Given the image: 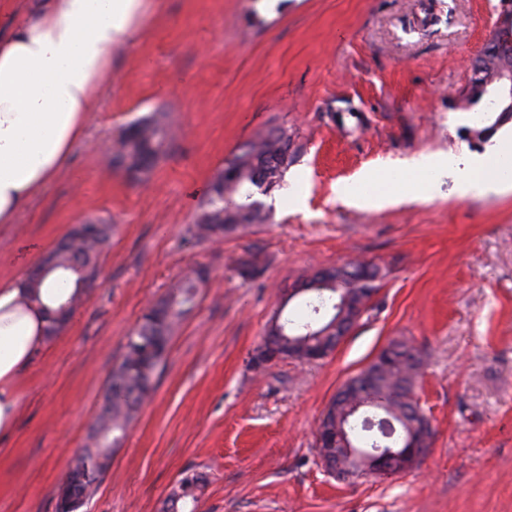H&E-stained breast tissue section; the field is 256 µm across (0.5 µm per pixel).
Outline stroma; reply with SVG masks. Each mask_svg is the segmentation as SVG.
Returning <instances> with one entry per match:
<instances>
[{
	"mask_svg": "<svg viewBox=\"0 0 512 512\" xmlns=\"http://www.w3.org/2000/svg\"><path fill=\"white\" fill-rule=\"evenodd\" d=\"M500 0H157L67 172L0 225V280L24 275L74 226L111 224L100 278L21 377L20 417L0 445V512H55L72 456L90 443L106 381L147 307L203 267L156 391L80 512H163L198 475L195 512H512V189L431 195L407 161L460 159L512 136L473 65ZM166 105L172 146L146 180L113 167L121 130ZM300 151L266 217L244 234L184 241L225 162L257 134ZM399 175L378 208L351 203L362 176ZM257 253L259 272L236 264ZM364 262L378 292L317 362L251 365L289 288ZM422 359L415 396L432 426L411 470L354 484L319 464L315 433L337 390L389 343Z\"/></svg>",
	"mask_w": 512,
	"mask_h": 512,
	"instance_id": "1",
	"label": "stroma"
}]
</instances>
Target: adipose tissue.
Listing matches in <instances>:
<instances>
[{
    "instance_id": "1",
    "label": "adipose tissue",
    "mask_w": 512,
    "mask_h": 512,
    "mask_svg": "<svg viewBox=\"0 0 512 512\" xmlns=\"http://www.w3.org/2000/svg\"><path fill=\"white\" fill-rule=\"evenodd\" d=\"M150 0H38L9 33H0V224L16 223L31 196L64 171L86 134L112 73V53L133 42ZM512 155L502 141L481 157L449 165L424 155L415 170L454 167L464 193L498 190L496 161ZM54 278L33 301L22 278L0 281V441L14 432L18 381L46 340Z\"/></svg>"
}]
</instances>
